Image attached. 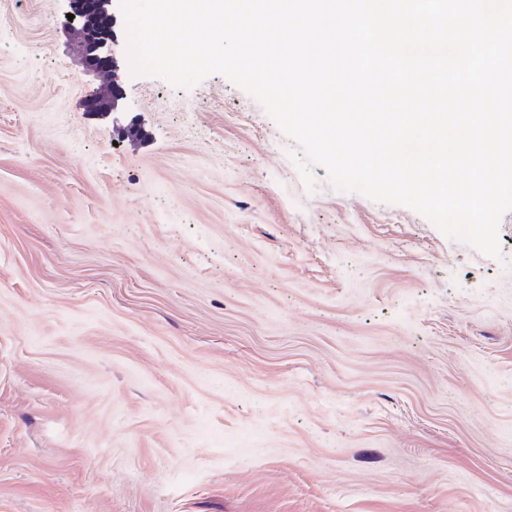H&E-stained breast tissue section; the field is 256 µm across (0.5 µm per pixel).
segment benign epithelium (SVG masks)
<instances>
[{
  "label": "benign epithelium",
  "instance_id": "obj_1",
  "mask_svg": "<svg viewBox=\"0 0 512 512\" xmlns=\"http://www.w3.org/2000/svg\"><path fill=\"white\" fill-rule=\"evenodd\" d=\"M68 13L80 26L83 39L78 50L79 63L89 73L102 70L112 75V85L99 88L86 96L84 111L95 115L120 112L119 103L124 98L121 78L125 74L124 53L119 50L118 26L122 12L119 0H67Z\"/></svg>",
  "mask_w": 512,
  "mask_h": 512
}]
</instances>
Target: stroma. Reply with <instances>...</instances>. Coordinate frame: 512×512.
Masks as SVG:
<instances>
[{
    "label": "stroma",
    "instance_id": "1",
    "mask_svg": "<svg viewBox=\"0 0 512 512\" xmlns=\"http://www.w3.org/2000/svg\"><path fill=\"white\" fill-rule=\"evenodd\" d=\"M66 9L0 0V512H512V210L339 191L220 74L88 114Z\"/></svg>",
    "mask_w": 512,
    "mask_h": 512
}]
</instances>
